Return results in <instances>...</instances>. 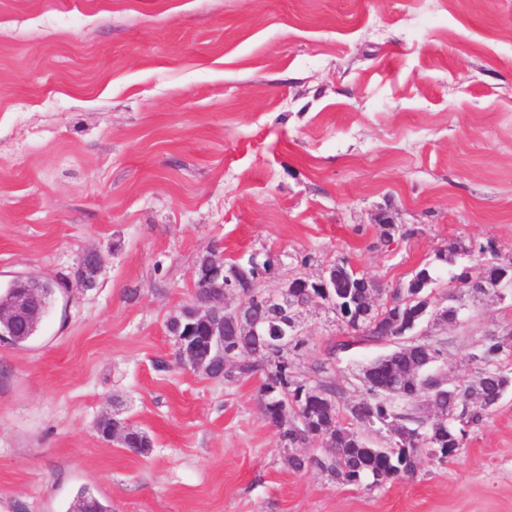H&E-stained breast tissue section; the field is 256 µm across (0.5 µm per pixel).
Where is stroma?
<instances>
[{"label": "stroma", "instance_id": "35a3bbf8", "mask_svg": "<svg viewBox=\"0 0 512 512\" xmlns=\"http://www.w3.org/2000/svg\"><path fill=\"white\" fill-rule=\"evenodd\" d=\"M489 242L512 257V0H0V292L59 288L29 346L0 343V512L83 486L112 512H512V392L447 462L370 489L290 469L261 378L192 371L166 330L214 248L271 255L263 293L344 258L385 303ZM436 272L461 317L426 333L462 384L512 299ZM300 321L296 375L325 363L342 408L364 399L386 345L335 357L328 304ZM113 415L148 453L99 436Z\"/></svg>", "mask_w": 512, "mask_h": 512}]
</instances>
